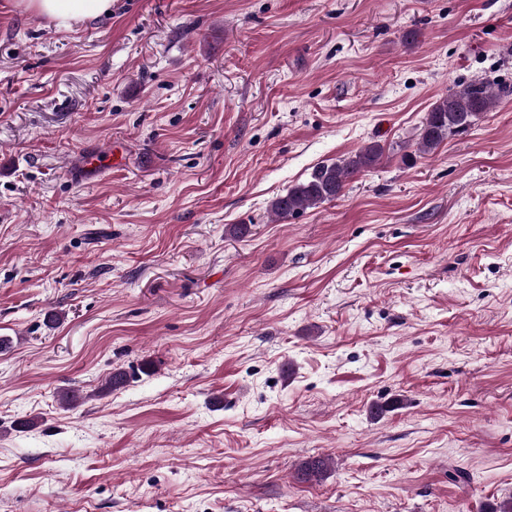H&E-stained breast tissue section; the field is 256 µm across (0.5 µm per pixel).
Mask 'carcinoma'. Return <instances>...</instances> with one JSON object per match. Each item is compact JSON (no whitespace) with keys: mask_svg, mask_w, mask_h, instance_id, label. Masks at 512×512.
I'll use <instances>...</instances> for the list:
<instances>
[{"mask_svg":"<svg viewBox=\"0 0 512 512\" xmlns=\"http://www.w3.org/2000/svg\"><path fill=\"white\" fill-rule=\"evenodd\" d=\"M512 89L493 85L482 79L472 80L440 96L426 113L416 138V150L429 154L445 140L461 134L491 111L496 100L511 95ZM385 149L371 142L355 152L335 161L313 167L308 176L289 187L286 193L274 198L269 209L280 218L296 216L309 208L339 198L357 176L378 167L384 160ZM130 374L115 368L101 384L100 393L109 394L127 385ZM328 465L321 459L306 463L302 470L304 480L319 481Z\"/></svg>","mask_w":512,"mask_h":512,"instance_id":"1","label":"carcinoma"}]
</instances>
